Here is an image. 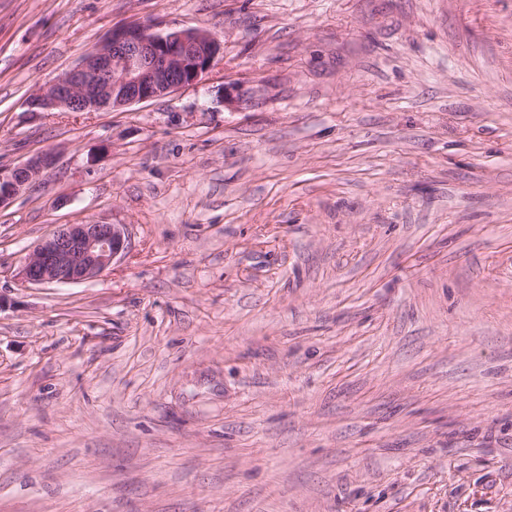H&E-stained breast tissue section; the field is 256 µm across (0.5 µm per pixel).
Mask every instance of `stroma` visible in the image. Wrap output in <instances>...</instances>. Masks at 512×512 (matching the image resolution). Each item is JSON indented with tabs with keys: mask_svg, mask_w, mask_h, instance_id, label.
Returning a JSON list of instances; mask_svg holds the SVG:
<instances>
[{
	"mask_svg": "<svg viewBox=\"0 0 512 512\" xmlns=\"http://www.w3.org/2000/svg\"><path fill=\"white\" fill-rule=\"evenodd\" d=\"M190 88L34 94L113 25ZM0 512H512V0H0ZM57 224L100 277L19 286ZM220 51V40L206 29L161 32L141 23L116 25L31 105L39 112L123 109L195 85ZM55 156L41 152L30 156L25 162L14 166L0 167V208L23 193L39 174L51 167ZM124 224H58L23 258V287L77 284L100 276L128 249Z\"/></svg>",
	"mask_w": 512,
	"mask_h": 512,
	"instance_id": "stroma-1",
	"label": "stroma"
}]
</instances>
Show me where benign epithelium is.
<instances>
[{
  "instance_id": "benign-epithelium-1",
  "label": "benign epithelium",
  "mask_w": 512,
  "mask_h": 512,
  "mask_svg": "<svg viewBox=\"0 0 512 512\" xmlns=\"http://www.w3.org/2000/svg\"><path fill=\"white\" fill-rule=\"evenodd\" d=\"M220 51V40L206 29L161 32L141 23L116 25L31 105L40 112L123 109L196 84ZM54 162V154L41 152L21 164L1 166L0 207ZM128 245L124 224H58L26 254L15 277L23 287L81 283L109 269Z\"/></svg>"
}]
</instances>
